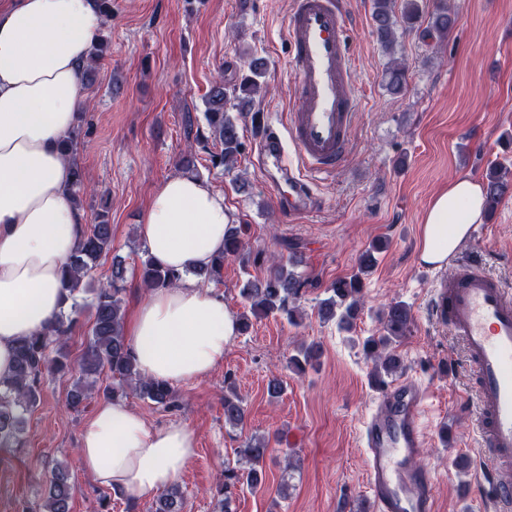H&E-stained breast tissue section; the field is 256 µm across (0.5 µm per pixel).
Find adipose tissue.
Returning a JSON list of instances; mask_svg holds the SVG:
<instances>
[{
    "instance_id": "obj_1",
    "label": "adipose tissue",
    "mask_w": 512,
    "mask_h": 512,
    "mask_svg": "<svg viewBox=\"0 0 512 512\" xmlns=\"http://www.w3.org/2000/svg\"><path fill=\"white\" fill-rule=\"evenodd\" d=\"M105 24L94 0H0V380L14 372L15 346L63 310L61 271L78 248L84 212L70 198L71 163L59 142L76 125L82 71ZM482 185L450 181L426 212L420 258L447 264L481 223ZM222 194L189 175L159 183L137 235L150 257L183 272L129 311L125 336L140 372L177 386L209 374L236 338L223 296L186 278L224 250L236 224ZM183 423L157 426L122 401H101L85 425L79 466L133 497L171 486L196 454Z\"/></svg>"
}]
</instances>
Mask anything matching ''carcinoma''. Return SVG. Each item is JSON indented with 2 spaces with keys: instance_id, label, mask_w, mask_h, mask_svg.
<instances>
[{
  "instance_id": "1",
  "label": "carcinoma",
  "mask_w": 512,
  "mask_h": 512,
  "mask_svg": "<svg viewBox=\"0 0 512 512\" xmlns=\"http://www.w3.org/2000/svg\"><path fill=\"white\" fill-rule=\"evenodd\" d=\"M425 14L422 0H403L401 11L394 9L393 0H374L373 26L380 44L388 51L393 49L399 27L412 29ZM457 24V15L446 8L428 14L425 37H446ZM108 41L99 37L89 54L83 77L90 79L92 67L105 57ZM263 63L254 59L248 73L239 84L230 89L221 81L214 82L205 98V120L215 140L222 145L218 165L230 167L241 152L242 143L238 135L236 118L230 110L243 105L241 94L258 92L263 78ZM406 82V67L396 62L386 70V87L389 92L402 93ZM90 134L84 120L61 141L65 155L74 158L80 139ZM502 166L493 164L486 175L485 196L487 209H492L512 190V182L503 178ZM85 178L79 166H74L69 193L77 206H82L80 192L84 190ZM112 249V224L101 218L85 232L84 238L61 276V285L66 298L72 300L85 289V278L99 260ZM238 257L247 261L244 227L236 224L224 235V253L216 256L205 268L192 271L202 282H219L223 278L224 259ZM127 268L124 259L112 257L110 279L92 289L91 329L85 355L77 365L71 363L65 352L69 333L78 321L79 311L71 304L70 312L63 313L55 326L45 333L25 337L15 347V370L11 378L0 381V447H10L19 441L25 424V414L39 399V383L44 371L52 370L62 377L73 378L67 398V407L79 410L94 390L103 371H108L112 383L103 387V394L114 400L125 396V387L131 385L136 395L143 400L169 409L177 404L174 388L162 381L144 377L138 370L123 331V291ZM139 277L146 289L164 288L182 279L177 271L156 264L147 256L141 261ZM304 281L288 269L283 262L271 266L266 276L248 281L241 289V296L249 303L250 313L238 316L240 332L245 334L252 327L251 318L280 313L293 322L296 317L294 303L301 295ZM332 295L319 308L321 317L327 321L337 320L343 330L351 328L361 308L360 276L337 280L330 288ZM412 323L410 307L397 301L383 313V334L370 336L363 341L366 354L375 361L371 377L382 382V376L390 375L401 368L400 356L392 351V345L406 335ZM319 347L311 343L301 346L290 363L298 371L314 365L319 358ZM246 409L242 399L234 393L224 394V422L234 428L243 426ZM271 454L269 439L252 436L243 440L235 449L237 466L224 467V479L216 486L221 512H235L237 496L248 490L255 492L266 485V460ZM47 493L40 505V512H71V486L68 468L59 466L46 477ZM184 496L180 487L172 485L155 500L154 512H183Z\"/></svg>"
}]
</instances>
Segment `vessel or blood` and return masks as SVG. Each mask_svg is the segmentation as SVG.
Listing matches in <instances>:
<instances>
[{"instance_id": "vessel-or-blood-1", "label": "vessel or blood", "mask_w": 512, "mask_h": 512, "mask_svg": "<svg viewBox=\"0 0 512 512\" xmlns=\"http://www.w3.org/2000/svg\"><path fill=\"white\" fill-rule=\"evenodd\" d=\"M293 94L299 108L286 130L264 125L255 144L259 170L276 168L291 192L280 197L294 216L310 206V178L344 167L354 124L357 88L342 0H293L286 22ZM293 147L303 168L284 161ZM433 293L435 320L465 344L480 405L481 463L477 477L491 512H512V282L487 273L483 254L450 261ZM428 393L412 379L387 388L363 420L360 441L366 459L373 512H436V477L417 460L429 437Z\"/></svg>"}]
</instances>
